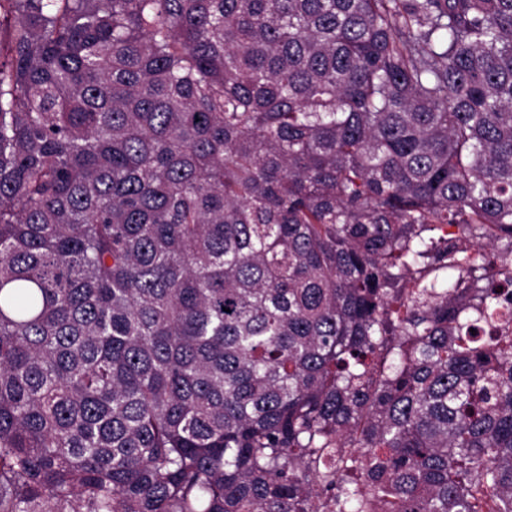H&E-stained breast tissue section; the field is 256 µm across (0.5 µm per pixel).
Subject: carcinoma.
<instances>
[{
  "label": "carcinoma",
  "mask_w": 512,
  "mask_h": 512,
  "mask_svg": "<svg viewBox=\"0 0 512 512\" xmlns=\"http://www.w3.org/2000/svg\"><path fill=\"white\" fill-rule=\"evenodd\" d=\"M502 239L512 0H0V512H512Z\"/></svg>",
  "instance_id": "1"
}]
</instances>
